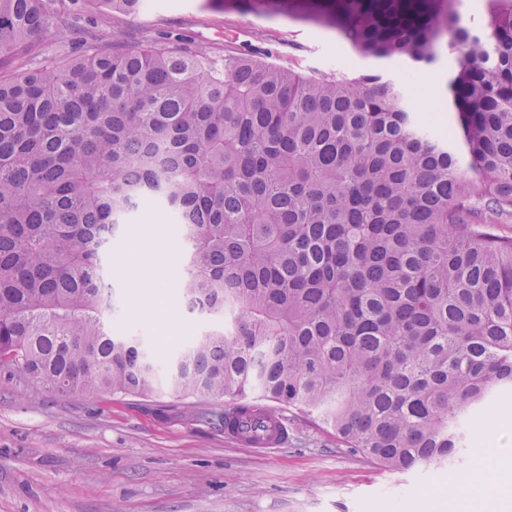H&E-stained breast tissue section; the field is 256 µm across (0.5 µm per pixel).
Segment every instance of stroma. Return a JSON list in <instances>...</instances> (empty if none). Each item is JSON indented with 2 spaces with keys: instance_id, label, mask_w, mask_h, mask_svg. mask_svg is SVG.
<instances>
[{
  "instance_id": "35a3bbf8",
  "label": "stroma",
  "mask_w": 512,
  "mask_h": 512,
  "mask_svg": "<svg viewBox=\"0 0 512 512\" xmlns=\"http://www.w3.org/2000/svg\"><path fill=\"white\" fill-rule=\"evenodd\" d=\"M74 37L48 33L34 48L32 66L119 41L126 47L204 49L215 63L248 53L299 71L380 68L405 84L409 107L440 121V97L430 96L403 66H382L358 55L335 29L303 19L301 12L265 15L237 0H151L134 15L92 7L88 0H60ZM173 276L160 287L172 302L177 326L167 335L136 315L126 278L113 273L119 294L112 315L116 334L147 340L168 359L208 322L179 295L184 245L173 225L156 224ZM228 403L167 392L150 398L116 395L61 396L23 381L0 380V512H403L423 491L467 482L489 458L492 482L512 459V427L495 445L473 437L461 464L407 472L384 468L347 448L316 416L284 410L285 446L271 454L233 444L224 436Z\"/></svg>"
}]
</instances>
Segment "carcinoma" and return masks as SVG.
I'll use <instances>...</instances> for the list:
<instances>
[{
    "mask_svg": "<svg viewBox=\"0 0 512 512\" xmlns=\"http://www.w3.org/2000/svg\"><path fill=\"white\" fill-rule=\"evenodd\" d=\"M321 3L364 57H454L448 127L378 71L116 44L23 69L65 18L0 0L1 374L63 396L257 391L391 470L454 465L512 391V0L479 29L452 0ZM156 206L212 320L164 362L112 331L104 277Z\"/></svg>",
    "mask_w": 512,
    "mask_h": 512,
    "instance_id": "carcinoma-1",
    "label": "carcinoma"
}]
</instances>
